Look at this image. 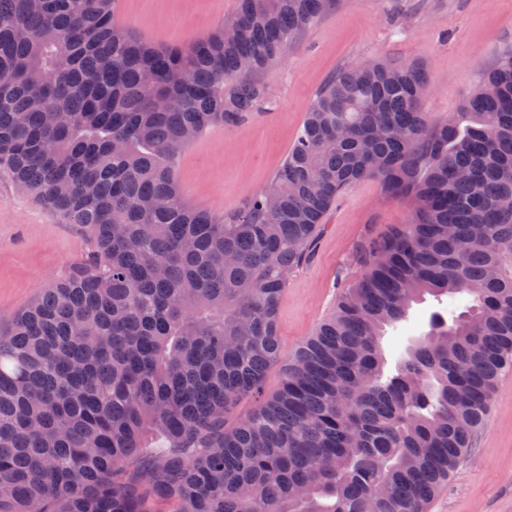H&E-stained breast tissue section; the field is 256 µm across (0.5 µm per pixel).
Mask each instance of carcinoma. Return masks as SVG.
Instances as JSON below:
<instances>
[{"instance_id": "cac0c4a2", "label": "carcinoma", "mask_w": 512, "mask_h": 512, "mask_svg": "<svg viewBox=\"0 0 512 512\" xmlns=\"http://www.w3.org/2000/svg\"><path fill=\"white\" fill-rule=\"evenodd\" d=\"M337 2L239 0L167 47L115 0H0V169L89 243L0 334V512H427L466 460L512 370V48L439 121L418 65L338 72L222 219L176 178L190 143L268 103L252 76ZM365 179L409 219L358 245L362 275L267 398L288 278ZM428 296L468 304L385 371L387 329Z\"/></svg>"}]
</instances>
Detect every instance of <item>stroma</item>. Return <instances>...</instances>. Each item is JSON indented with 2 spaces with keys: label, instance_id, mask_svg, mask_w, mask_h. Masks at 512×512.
I'll use <instances>...</instances> for the list:
<instances>
[{
  "label": "stroma",
  "instance_id": "35a3bbf8",
  "mask_svg": "<svg viewBox=\"0 0 512 512\" xmlns=\"http://www.w3.org/2000/svg\"><path fill=\"white\" fill-rule=\"evenodd\" d=\"M235 7L236 0H119L116 20L146 41L182 45L210 32ZM506 47H512V0H339L259 73L273 99L269 110L239 127L206 131L182 151L176 175L184 197L219 218L266 188L314 96L340 70L383 58L420 65L430 79L422 109L437 121L458 111ZM409 213L407 202L385 197L371 179L337 199L283 293L282 356L294 354L333 312L342 288L360 277L357 245L405 223ZM87 252L79 225L19 192L0 171V333L15 311ZM438 308L427 299L413 306L408 324L388 331L383 347L389 364H396L410 338L426 331ZM429 512H512V372L501 379L468 458Z\"/></svg>",
  "mask_w": 512,
  "mask_h": 512
}]
</instances>
